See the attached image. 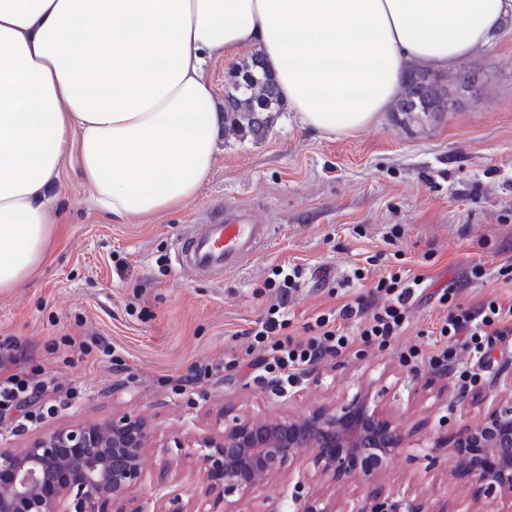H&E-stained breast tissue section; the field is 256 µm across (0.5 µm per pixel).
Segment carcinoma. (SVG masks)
<instances>
[{
	"label": "carcinoma",
	"instance_id": "carcinoma-1",
	"mask_svg": "<svg viewBox=\"0 0 512 512\" xmlns=\"http://www.w3.org/2000/svg\"><path fill=\"white\" fill-rule=\"evenodd\" d=\"M422 69L409 72L403 91L396 102V111L431 112L439 99H448V90L442 88L443 79H429L430 92L420 91L416 77ZM282 103L275 81L263 67L262 58H250L235 69L224 95V131L237 135L258 137L272 124L274 113L281 112Z\"/></svg>",
	"mask_w": 512,
	"mask_h": 512
}]
</instances>
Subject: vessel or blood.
Returning a JSON list of instances; mask_svg holds the SVG:
<instances>
[{"instance_id":"1","label":"vessel or blood","mask_w":512,"mask_h":512,"mask_svg":"<svg viewBox=\"0 0 512 512\" xmlns=\"http://www.w3.org/2000/svg\"><path fill=\"white\" fill-rule=\"evenodd\" d=\"M262 210L249 205L211 207L178 249L180 267L217 275L238 268L267 236Z\"/></svg>"}]
</instances>
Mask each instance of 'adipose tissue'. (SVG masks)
Wrapping results in <instances>:
<instances>
[{
	"label": "adipose tissue",
	"mask_w": 512,
	"mask_h": 512,
	"mask_svg": "<svg viewBox=\"0 0 512 512\" xmlns=\"http://www.w3.org/2000/svg\"><path fill=\"white\" fill-rule=\"evenodd\" d=\"M512 0H0V291L43 262L64 162L142 223L208 179L224 140L216 60L258 51L291 120L373 124L407 67L494 43Z\"/></svg>",
	"instance_id": "ef3b65f1"
}]
</instances>
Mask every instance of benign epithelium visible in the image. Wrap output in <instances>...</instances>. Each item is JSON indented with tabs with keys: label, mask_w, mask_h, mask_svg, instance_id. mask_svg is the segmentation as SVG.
I'll return each mask as SVG.
<instances>
[{
	"label": "benign epithelium",
	"mask_w": 512,
	"mask_h": 512,
	"mask_svg": "<svg viewBox=\"0 0 512 512\" xmlns=\"http://www.w3.org/2000/svg\"><path fill=\"white\" fill-rule=\"evenodd\" d=\"M496 385L506 393L493 399L484 419L465 429L448 448L426 450L429 466L452 453L458 468L471 476L493 512H512V371ZM154 436L139 417L56 427L20 451L0 448V512H103L107 502L125 501L142 482L143 455ZM407 447L401 427L356 393L339 405L296 415L235 418L224 429L175 439L159 468L157 485H168L169 470L188 459L206 482L203 496L183 501L180 490L165 494L161 512H245L246 497L264 479L286 478L282 498L290 512H400L374 488ZM75 452L64 453L62 449ZM70 476L48 496L59 473ZM351 479L371 486L347 510L314 495L315 481Z\"/></svg>",
	"instance_id": "1"
}]
</instances>
